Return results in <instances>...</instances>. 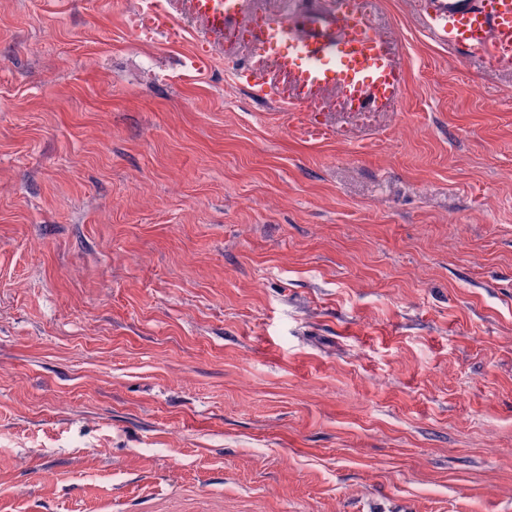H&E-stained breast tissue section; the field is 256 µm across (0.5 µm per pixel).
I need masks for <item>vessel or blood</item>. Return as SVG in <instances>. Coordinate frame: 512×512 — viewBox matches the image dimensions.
Masks as SVG:
<instances>
[{"instance_id":"obj_1","label":"vessel or blood","mask_w":512,"mask_h":512,"mask_svg":"<svg viewBox=\"0 0 512 512\" xmlns=\"http://www.w3.org/2000/svg\"><path fill=\"white\" fill-rule=\"evenodd\" d=\"M200 24L198 67H208L225 34L245 35L248 58L234 68L253 98L275 103L289 125L309 140L334 129L322 118L328 101L370 124L393 107L402 91L403 70L390 41L373 29L363 0H300L288 13L254 9L250 0H181ZM172 0H146L142 32L175 39ZM422 30L436 44L453 45L467 59L512 63V0H422Z\"/></svg>"}]
</instances>
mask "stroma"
Segmentation results:
<instances>
[{
    "label": "stroma",
    "mask_w": 512,
    "mask_h": 512,
    "mask_svg": "<svg viewBox=\"0 0 512 512\" xmlns=\"http://www.w3.org/2000/svg\"><path fill=\"white\" fill-rule=\"evenodd\" d=\"M417 3L306 141L181 5L0 0V512H512V68ZM145 11L138 19L139 27L147 35L160 36L165 39H176L179 29L172 20L170 13L171 0H147Z\"/></svg>",
    "instance_id": "1"
}]
</instances>
